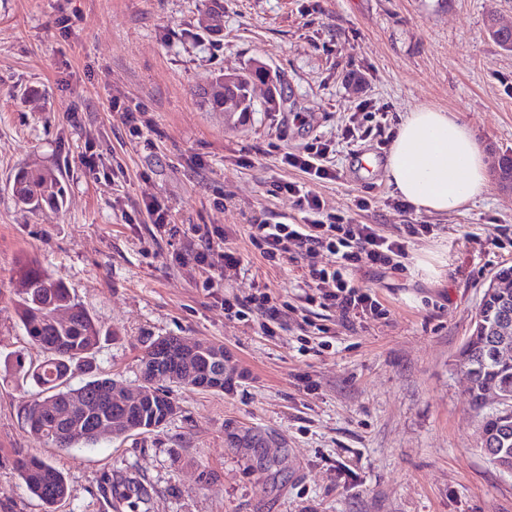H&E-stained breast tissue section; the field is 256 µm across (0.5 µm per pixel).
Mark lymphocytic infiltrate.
<instances>
[{
  "instance_id": "1",
  "label": "lymphocytic infiltrate",
  "mask_w": 512,
  "mask_h": 512,
  "mask_svg": "<svg viewBox=\"0 0 512 512\" xmlns=\"http://www.w3.org/2000/svg\"><path fill=\"white\" fill-rule=\"evenodd\" d=\"M328 143L316 142L298 153L281 157L284 165L306 174L303 183L278 181L271 193L286 196L303 213L300 224L271 222L266 214L252 215L247 239L253 252L267 264L284 268L303 259L308 267V289L298 300L305 307L335 310L342 324L388 318L389 311L375 292L358 286L356 272L400 273L409 259V240L428 236L431 225H409L406 234H383L372 224L355 223L352 217L330 212L325 200L313 191V184L332 181L336 172L328 164ZM146 213L161 235H184L195 239L196 247L176 252L172 263L195 269L198 287L210 291L229 281L244 262L240 249L219 224H177L168 205L155 197L144 198ZM290 308L287 299L268 288L253 287L246 292L224 296V317L246 327L259 326L264 334L275 335Z\"/></svg>"
}]
</instances>
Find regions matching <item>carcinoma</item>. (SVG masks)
I'll use <instances>...</instances> for the list:
<instances>
[{
    "instance_id": "carcinoma-1",
    "label": "carcinoma",
    "mask_w": 512,
    "mask_h": 512,
    "mask_svg": "<svg viewBox=\"0 0 512 512\" xmlns=\"http://www.w3.org/2000/svg\"><path fill=\"white\" fill-rule=\"evenodd\" d=\"M266 70L257 65L240 73L218 72L208 87L199 92L200 103L212 111L236 112L239 124L243 125L255 111L251 86L263 80ZM12 194L18 206L29 211H38L48 205L61 208L66 203L65 188L52 175L30 168L17 170L13 177ZM20 289L14 299L18 320L30 340L41 347L46 356L24 365L17 362L23 377L32 381L45 394L27 406L26 418L38 421L36 431L57 448H88L96 445L102 436L99 427L112 419L114 407L104 400L110 378H93L79 386L70 382L72 366L86 365L96 353L101 329L89 311L73 297L68 289L54 281L35 261H24L15 269ZM66 319L56 321L58 313ZM503 313L501 305L489 298L480 303L478 314L482 321L493 327ZM168 345V350L177 353L180 338L164 336L153 340L139 359V382L143 392L140 403L128 410L130 418L143 424L140 432L158 429L177 410L169 396V385L178 383L177 376L156 366L159 347ZM204 348L209 359V372L224 376V346L197 342ZM471 349L472 384L468 394L472 407L481 414V436L499 442L503 448H512V411L490 409L484 411L486 392L492 389L512 393V361H500L484 355L479 346L464 344L459 354ZM52 400L63 406L71 401L79 403L69 423H61L51 413L45 402ZM17 470L27 490L45 504L52 506L63 500L67 493L64 475L53 465L42 460L17 462Z\"/></svg>"
}]
</instances>
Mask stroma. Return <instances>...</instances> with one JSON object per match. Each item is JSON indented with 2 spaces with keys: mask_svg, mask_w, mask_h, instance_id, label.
Masks as SVG:
<instances>
[{
  "mask_svg": "<svg viewBox=\"0 0 512 512\" xmlns=\"http://www.w3.org/2000/svg\"><path fill=\"white\" fill-rule=\"evenodd\" d=\"M72 12L82 23L61 30ZM213 12L216 32L205 28ZM491 19L512 26V0H0V512H512V476L480 452L458 367L484 288L512 266V190L491 178L465 208L430 215L395 206L385 173L388 130L425 106L469 128L491 175L512 156V52L489 39ZM257 62L280 79L274 108L260 83L245 125L200 105L214 72ZM116 96L151 112V143L129 136ZM365 100L375 116L346 141ZM90 132L123 175L85 172ZM318 139L337 173L313 186L329 209L386 233L433 232L412 239L406 273L356 274L388 319L351 330L316 308L267 336L225 320L223 289L207 294L194 270L171 265L192 241L157 237L142 199L156 196L181 224L223 225L245 253L233 288L295 297L305 260L265 264L246 224L259 210L302 223L270 188L301 181L281 157ZM22 167L56 175L65 206L20 208L11 185ZM27 257L100 325L97 372L136 386L145 346L179 336L224 345L248 380L226 394L172 387L177 412L153 432L46 443L25 417L38 389L14 369L43 357L12 303ZM21 455L61 470L66 498L49 508L31 496Z\"/></svg>",
  "mask_w": 512,
  "mask_h": 512,
  "instance_id": "1",
  "label": "stroma"
}]
</instances>
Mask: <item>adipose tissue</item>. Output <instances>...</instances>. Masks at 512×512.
Wrapping results in <instances>:
<instances>
[{
    "label": "adipose tissue",
    "mask_w": 512,
    "mask_h": 512,
    "mask_svg": "<svg viewBox=\"0 0 512 512\" xmlns=\"http://www.w3.org/2000/svg\"><path fill=\"white\" fill-rule=\"evenodd\" d=\"M386 172L416 211L448 214L488 187L484 156L470 130L453 115L420 107L405 116L392 141Z\"/></svg>",
    "instance_id": "1"
}]
</instances>
